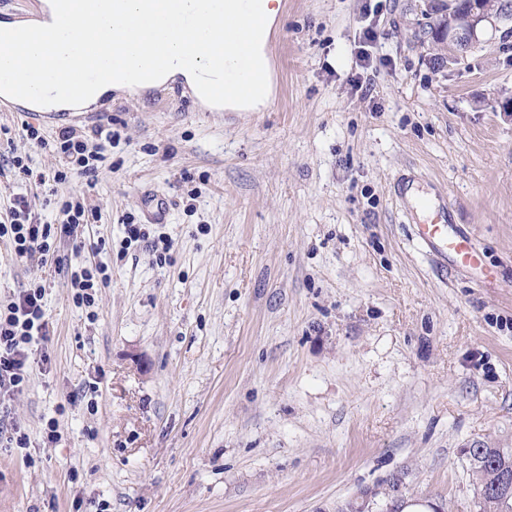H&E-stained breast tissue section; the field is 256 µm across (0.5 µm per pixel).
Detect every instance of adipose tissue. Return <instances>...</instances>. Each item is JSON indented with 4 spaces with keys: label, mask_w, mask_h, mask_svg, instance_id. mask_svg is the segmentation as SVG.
I'll list each match as a JSON object with an SVG mask.
<instances>
[{
    "label": "adipose tissue",
    "mask_w": 512,
    "mask_h": 512,
    "mask_svg": "<svg viewBox=\"0 0 512 512\" xmlns=\"http://www.w3.org/2000/svg\"><path fill=\"white\" fill-rule=\"evenodd\" d=\"M47 0L43 18L0 22V64L25 81V100L44 111L71 103L89 106L113 90L143 87L144 73L162 84L180 77L201 103L243 112L264 108L268 95L240 99L222 95L227 74L237 71L238 47L227 22L248 12L254 22L247 51L255 70L269 72L268 34L280 18V0ZM53 26L50 43L25 38L27 29ZM67 64L65 95L54 85L56 67ZM101 77L89 83L85 72Z\"/></svg>",
    "instance_id": "obj_1"
}]
</instances>
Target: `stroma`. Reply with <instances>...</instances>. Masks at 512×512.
I'll list each match as a JSON object with an SVG mask.
<instances>
[{
  "instance_id": "35a3bbf8",
  "label": "stroma",
  "mask_w": 512,
  "mask_h": 512,
  "mask_svg": "<svg viewBox=\"0 0 512 512\" xmlns=\"http://www.w3.org/2000/svg\"><path fill=\"white\" fill-rule=\"evenodd\" d=\"M431 3L282 0L261 112L206 111L179 79L41 123L112 124L94 179L66 186L100 217L56 243L109 279L88 317L65 272L0 240V300L45 287L51 357L8 406L29 442L0 444V512H383L393 477L477 512L465 449L512 448V32L434 64ZM23 124L0 113V217L12 157L63 165ZM409 176L496 278L423 253ZM129 221L150 238L126 249Z\"/></svg>"
}]
</instances>
